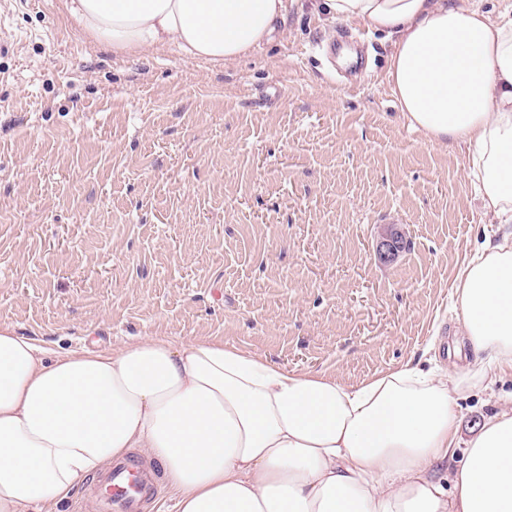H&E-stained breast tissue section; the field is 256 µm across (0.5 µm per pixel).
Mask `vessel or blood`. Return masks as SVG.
Here are the masks:
<instances>
[{"instance_id":"1","label":"vessel or blood","mask_w":512,"mask_h":512,"mask_svg":"<svg viewBox=\"0 0 512 512\" xmlns=\"http://www.w3.org/2000/svg\"><path fill=\"white\" fill-rule=\"evenodd\" d=\"M330 53L348 54L346 65L351 81H358L367 63L357 50L355 40L330 45ZM160 481L158 469L144 465L134 457L125 458L112 466L89 487L88 493L95 512H144L157 491Z\"/></svg>"}]
</instances>
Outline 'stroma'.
<instances>
[{"label":"stroma","mask_w":512,"mask_h":512,"mask_svg":"<svg viewBox=\"0 0 512 512\" xmlns=\"http://www.w3.org/2000/svg\"><path fill=\"white\" fill-rule=\"evenodd\" d=\"M358 35L337 83L320 44ZM392 44L288 5L232 65L113 54L65 0H0V329L50 355L144 336L216 338L359 384L473 362L451 333L462 261L491 223L466 146L428 141L387 80ZM407 243L378 262L387 232ZM512 381L460 402L468 440ZM356 43V38L355 40L351 38V40L336 42L327 47V51L332 54L347 53L349 55V61L346 64L350 76L349 83H357L367 66L364 56L356 48Z\"/></svg>","instance_id":"35a3bbf8"}]
</instances>
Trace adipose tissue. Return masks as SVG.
Returning <instances> with one entry per match:
<instances>
[{
  "mask_svg": "<svg viewBox=\"0 0 512 512\" xmlns=\"http://www.w3.org/2000/svg\"><path fill=\"white\" fill-rule=\"evenodd\" d=\"M392 42L388 80L429 141L473 150L481 208L512 225V14L475 0H315ZM116 54L175 44L233 64L269 42L286 0H67ZM461 344L494 366L407 363L349 386L216 339L150 336L47 358L0 330V512H54L138 448L164 464L176 512H512V409L467 443L472 383L512 376V232L485 240L454 283ZM466 455L450 484L436 468Z\"/></svg>",
  "mask_w": 512,
  "mask_h": 512,
  "instance_id": "obj_1",
  "label": "adipose tissue"
}]
</instances>
